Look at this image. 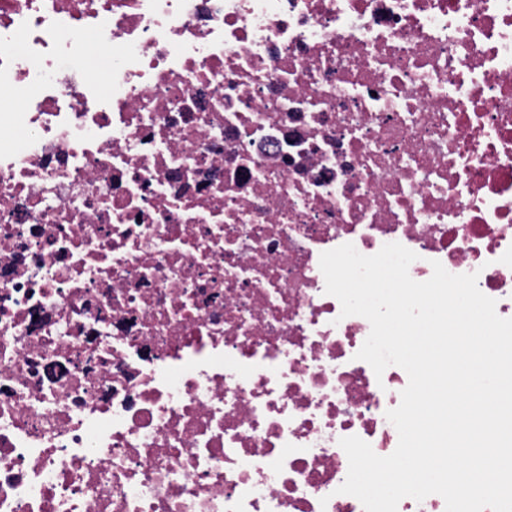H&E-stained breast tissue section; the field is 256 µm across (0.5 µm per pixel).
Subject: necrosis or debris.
I'll list each match as a JSON object with an SVG mask.
<instances>
[{
  "label": "necrosis or debris",
  "instance_id": "necrosis-or-debris-1",
  "mask_svg": "<svg viewBox=\"0 0 512 512\" xmlns=\"http://www.w3.org/2000/svg\"><path fill=\"white\" fill-rule=\"evenodd\" d=\"M0 86V512H364L340 245L512 318V0H0Z\"/></svg>",
  "mask_w": 512,
  "mask_h": 512
}]
</instances>
